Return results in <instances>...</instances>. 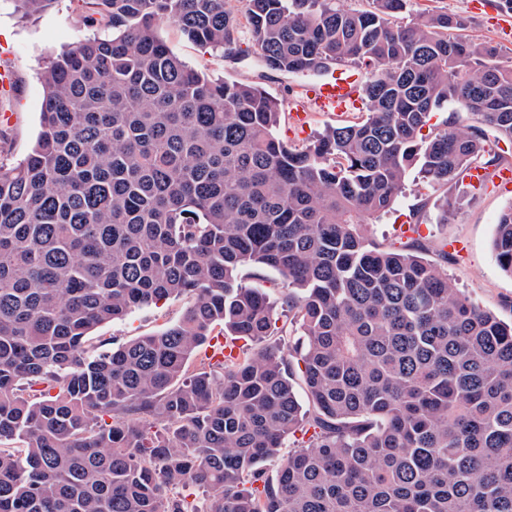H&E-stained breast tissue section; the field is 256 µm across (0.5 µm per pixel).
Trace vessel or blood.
Masks as SVG:
<instances>
[{"label":"vessel or blood","instance_id":"1","mask_svg":"<svg viewBox=\"0 0 512 512\" xmlns=\"http://www.w3.org/2000/svg\"><path fill=\"white\" fill-rule=\"evenodd\" d=\"M360 78L349 73L336 74L332 79L308 87L301 96L292 97L288 102L289 117L295 128L308 127L311 113L328 112L345 116L359 104Z\"/></svg>","mask_w":512,"mask_h":512}]
</instances>
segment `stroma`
<instances>
[{
  "label": "stroma",
  "instance_id": "1",
  "mask_svg": "<svg viewBox=\"0 0 512 512\" xmlns=\"http://www.w3.org/2000/svg\"><path fill=\"white\" fill-rule=\"evenodd\" d=\"M428 9H441L467 20L466 36L498 45L503 61L512 60V39L499 34L500 21L512 20V11L476 8L473 0H409L406 18ZM81 0H52L31 20L20 17L14 0H0V66L8 65L16 82L13 92L0 97V114L13 120L0 124V140L9 144L13 160H22L39 130L43 91L41 74L50 53L93 36L81 23ZM157 33L171 50L197 70L229 81L259 84L270 95L285 101L309 80L226 58L223 50L202 47L178 26L165 23ZM512 207V188H486L460 181L455 187L424 185L418 173H410L405 191L390 213L366 224L368 241L384 249L404 247L410 241L403 225L419 227L424 256L448 273L453 287L466 291L483 309L503 320L512 319V275L497 264L492 240L501 213ZM189 300L172 298L160 307L138 310L125 319L96 327L92 344L122 343L157 331L176 320Z\"/></svg>",
  "mask_w": 512,
  "mask_h": 512
}]
</instances>
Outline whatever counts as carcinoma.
Listing matches in <instances>:
<instances>
[{
  "instance_id": "obj_1",
  "label": "carcinoma",
  "mask_w": 512,
  "mask_h": 512,
  "mask_svg": "<svg viewBox=\"0 0 512 512\" xmlns=\"http://www.w3.org/2000/svg\"><path fill=\"white\" fill-rule=\"evenodd\" d=\"M239 2L263 66L353 64L367 112L289 144L279 100L157 34L243 56L229 0H85L107 34L48 61L32 147L0 154V512H512V321L361 230L413 170L505 163L486 142L512 141V64L406 0ZM493 250L512 274V208ZM246 267L287 280L286 350ZM182 296L159 331L87 348ZM216 325L261 347L191 369Z\"/></svg>"
}]
</instances>
